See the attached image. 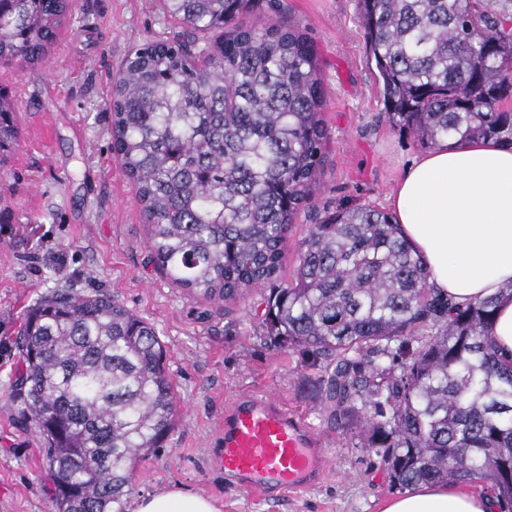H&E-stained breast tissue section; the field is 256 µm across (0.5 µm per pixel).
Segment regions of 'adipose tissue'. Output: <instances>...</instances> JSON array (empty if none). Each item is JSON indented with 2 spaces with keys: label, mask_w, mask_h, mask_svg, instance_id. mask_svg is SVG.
<instances>
[{
  "label": "adipose tissue",
  "mask_w": 512,
  "mask_h": 512,
  "mask_svg": "<svg viewBox=\"0 0 512 512\" xmlns=\"http://www.w3.org/2000/svg\"><path fill=\"white\" fill-rule=\"evenodd\" d=\"M389 205L422 255L429 284L458 304L498 297L490 334L512 360V148L493 140L444 142L417 157ZM461 486L422 485L383 512H496ZM135 512H217L209 497L174 487L138 500Z\"/></svg>",
  "instance_id": "adipose-tissue-1"
}]
</instances>
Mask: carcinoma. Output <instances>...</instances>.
<instances>
[{"mask_svg": "<svg viewBox=\"0 0 512 512\" xmlns=\"http://www.w3.org/2000/svg\"><path fill=\"white\" fill-rule=\"evenodd\" d=\"M164 3L188 39L127 57L107 105L112 150L156 264L222 301L277 278L316 184L327 139L318 58L293 25L241 23L250 0ZM490 5L358 0L386 112L424 146L512 147V18ZM71 10L72 0H0V59L41 61ZM200 32L210 41L197 53ZM15 112L0 86V163L18 143ZM428 278L394 215L341 209L311 225L263 322L323 365L330 422L368 435L392 485L481 483L512 512V365L489 336L498 299L459 305ZM21 336L18 395L46 445L54 512H127L138 462L176 418L155 328L105 293L60 288L27 310Z\"/></svg>", "mask_w": 512, "mask_h": 512, "instance_id": "obj_1", "label": "carcinoma"}]
</instances>
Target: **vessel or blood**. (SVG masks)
Segmentation results:
<instances>
[{"mask_svg": "<svg viewBox=\"0 0 512 512\" xmlns=\"http://www.w3.org/2000/svg\"><path fill=\"white\" fill-rule=\"evenodd\" d=\"M210 456L232 484L257 492L310 488L329 468L324 443L305 418L263 391L240 394L226 405Z\"/></svg>", "mask_w": 512, "mask_h": 512, "instance_id": "1", "label": "vessel or blood"}]
</instances>
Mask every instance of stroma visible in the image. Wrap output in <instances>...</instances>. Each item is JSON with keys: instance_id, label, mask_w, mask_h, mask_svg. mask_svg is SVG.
I'll list each match as a JSON object with an SVG mask.
<instances>
[{"instance_id": "1", "label": "stroma", "mask_w": 512, "mask_h": 512, "mask_svg": "<svg viewBox=\"0 0 512 512\" xmlns=\"http://www.w3.org/2000/svg\"><path fill=\"white\" fill-rule=\"evenodd\" d=\"M288 19L314 43L328 137L310 201L288 232L280 282L316 218L342 207L388 210V197L424 153L392 122L368 60L357 0H259L245 24ZM163 0H75L70 19L35 64L0 61L14 92L19 141L0 167V512H52L45 444L13 402L25 311L56 288L103 291L151 323L168 351L176 426L139 462L129 504L170 487L211 497L219 512H380L399 496L379 458L334 429L319 398L322 366L271 339L263 289L213 301L173 284L154 264L147 220L112 154L106 106L127 55L150 40L186 37ZM267 391L304 415L331 459L324 482L276 499L241 489L209 448L235 394Z\"/></svg>"}]
</instances>
